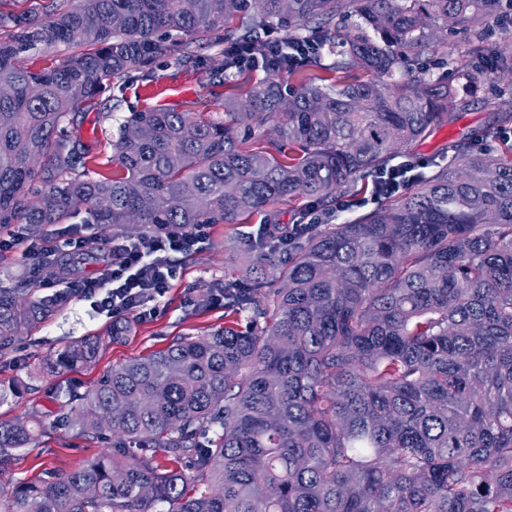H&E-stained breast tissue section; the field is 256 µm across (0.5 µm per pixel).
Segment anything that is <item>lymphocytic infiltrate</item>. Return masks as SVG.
Masks as SVG:
<instances>
[{"label": "lymphocytic infiltrate", "instance_id": "lymphocytic-infiltrate-1", "mask_svg": "<svg viewBox=\"0 0 512 512\" xmlns=\"http://www.w3.org/2000/svg\"><path fill=\"white\" fill-rule=\"evenodd\" d=\"M207 237V227L203 224L173 225L145 238L117 237L108 243L111 262L104 264L96 276L65 282L57 275L58 264L91 246L90 239L80 231L60 234L55 243L48 239L28 242L22 234L12 231L0 233V251L22 246L33 281L47 289L66 283L96 313L144 320L159 312L162 299L178 275L172 255L196 249Z\"/></svg>", "mask_w": 512, "mask_h": 512}]
</instances>
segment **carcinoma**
<instances>
[{"label": "carcinoma", "mask_w": 512, "mask_h": 512, "mask_svg": "<svg viewBox=\"0 0 512 512\" xmlns=\"http://www.w3.org/2000/svg\"><path fill=\"white\" fill-rule=\"evenodd\" d=\"M499 0H43L45 19L0 10V227L171 224L261 213L250 253L278 287L224 282V327L184 336L70 389L62 421L109 434L68 474L0 490V512H512V144L450 146L448 164L376 209L310 235L275 204L330 211L367 173L454 123L456 83L419 67L431 24L478 34ZM359 17L336 29V18ZM249 46L275 24L317 53L264 76L220 112L124 116L108 145L64 133L118 107L112 82L147 78L172 33ZM64 45L31 68L29 52ZM295 84L281 81L282 72ZM366 74V79L357 77ZM70 292L0 288V352ZM129 331L66 346L44 370L89 367ZM37 416L0 420V473L38 441ZM178 464L164 468L158 455Z\"/></svg>", "instance_id": "cac0c4a2"}]
</instances>
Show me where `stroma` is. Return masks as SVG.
Returning <instances> with one entry per match:
<instances>
[{"mask_svg":"<svg viewBox=\"0 0 512 512\" xmlns=\"http://www.w3.org/2000/svg\"><path fill=\"white\" fill-rule=\"evenodd\" d=\"M434 41L426 58L434 60L446 55L465 65L484 67L490 78L470 96L461 108L456 121L434 131L425 141L398 154V161L413 160L417 173L430 172L433 165L448 160V147L454 141L469 139L478 150L498 147L503 136L512 134V124L497 125L495 115L503 111L504 103L512 98V64L491 59L478 52V44L487 47L512 39V25L500 27L490 24L484 40L466 33H449L444 25L434 28ZM215 44L197 45L203 62L196 67L174 64L170 55L159 58L153 77L131 80L120 91V106L112 115L86 113L81 135L84 140L103 139L115 134L122 117L132 109L165 107L194 112H214L225 95L244 94L246 85L233 79L224 83L212 80L213 71L224 62L223 31H216ZM262 215L256 214L241 224H214L201 248L191 254L175 255L180 269L179 277L166 294L159 314L143 321L134 320L122 340L110 344L90 367L64 374H50L39 379L35 394L13 398L0 405V419L25 417L38 411L45 431L33 449L27 450L13 470L0 473V485L8 487L16 481L31 479L42 470L54 469L61 473L81 467L101 449H114V441L85 440L57 420V396L70 387L86 388L100 378L112 365L166 348L183 336H197L222 327L224 309L210 304L212 288L224 280L233 279L251 284L256 273L246 253L250 236ZM112 320L97 314L89 302L71 299L55 318L38 330L25 335L5 357L0 358V383L6 384L25 375L30 366L55 359L61 349L71 342L96 335L111 325Z\"/></svg>","mask_w":512,"mask_h":512,"instance_id":"1","label":"stroma"}]
</instances>
